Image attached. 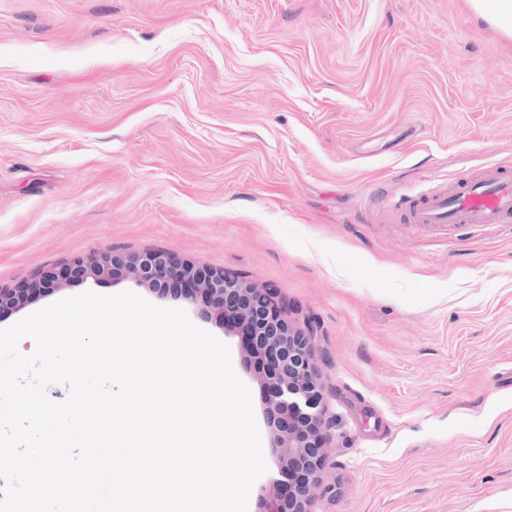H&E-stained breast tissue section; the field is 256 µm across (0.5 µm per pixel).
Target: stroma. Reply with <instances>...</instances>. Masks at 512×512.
Returning a JSON list of instances; mask_svg holds the SVG:
<instances>
[{
	"instance_id": "35a3bbf8",
	"label": "stroma",
	"mask_w": 512,
	"mask_h": 512,
	"mask_svg": "<svg viewBox=\"0 0 512 512\" xmlns=\"http://www.w3.org/2000/svg\"><path fill=\"white\" fill-rule=\"evenodd\" d=\"M512 169V40L466 0H0V288L160 250L266 287L325 403L308 512H485L512 498V223L403 211ZM225 342L200 303L129 279Z\"/></svg>"
}]
</instances>
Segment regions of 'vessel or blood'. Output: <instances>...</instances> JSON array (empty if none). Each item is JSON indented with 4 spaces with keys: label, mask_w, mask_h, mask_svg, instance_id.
Here are the masks:
<instances>
[{
    "label": "vessel or blood",
    "mask_w": 512,
    "mask_h": 512,
    "mask_svg": "<svg viewBox=\"0 0 512 512\" xmlns=\"http://www.w3.org/2000/svg\"><path fill=\"white\" fill-rule=\"evenodd\" d=\"M414 224H505L512 220V174L496 163L483 166L452 192L434 191L411 206Z\"/></svg>",
    "instance_id": "obj_1"
}]
</instances>
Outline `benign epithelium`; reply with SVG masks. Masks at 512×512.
Here are the masks:
<instances>
[{"label": "benign epithelium", "instance_id": "7a95c632", "mask_svg": "<svg viewBox=\"0 0 512 512\" xmlns=\"http://www.w3.org/2000/svg\"><path fill=\"white\" fill-rule=\"evenodd\" d=\"M120 278L161 294L173 290L201 301L206 317L238 330L245 360L267 361L260 379L266 389V413L274 426L275 463L288 477V489L274 485L266 490L264 512H307L308 497L318 481L323 393L307 337L281 317L266 289L221 270L178 262L163 251L105 253L77 258L22 288L0 289V315L72 283Z\"/></svg>", "mask_w": 512, "mask_h": 512}]
</instances>
